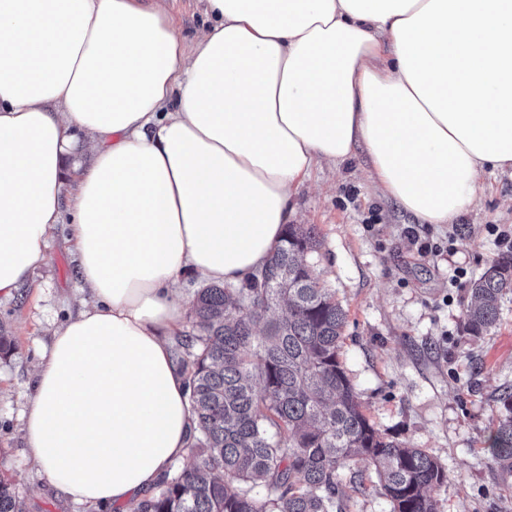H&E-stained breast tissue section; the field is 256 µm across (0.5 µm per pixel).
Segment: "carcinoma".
I'll use <instances>...</instances> for the list:
<instances>
[{"label":"carcinoma","mask_w":512,"mask_h":512,"mask_svg":"<svg viewBox=\"0 0 512 512\" xmlns=\"http://www.w3.org/2000/svg\"><path fill=\"white\" fill-rule=\"evenodd\" d=\"M315 225L288 224L265 266L241 285L208 284L178 339L196 423V463L164 477L133 512H343L340 474L372 467L391 512H437L445 482L421 448L387 440L367 417L340 361L346 312L314 276ZM512 293V253L474 279L463 333L486 334ZM488 451L512 474V392ZM0 512H23L0 478Z\"/></svg>","instance_id":"cac0c4a2"}]
</instances>
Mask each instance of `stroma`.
I'll return each instance as SVG.
<instances>
[{
    "label": "stroma",
    "mask_w": 512,
    "mask_h": 512,
    "mask_svg": "<svg viewBox=\"0 0 512 512\" xmlns=\"http://www.w3.org/2000/svg\"><path fill=\"white\" fill-rule=\"evenodd\" d=\"M370 158L316 166L292 196L295 221L315 225L320 245L309 261L347 314L341 361L365 412L390 439L425 449L445 469L434 491L438 512H512L505 476L485 440L512 387V293L488 334L462 335L473 279L502 249L492 224L512 225V171L485 175L466 211L421 234L451 241V253L423 258L404 230L419 224L367 178ZM66 226L52 233L45 260L12 298L0 323L14 348L0 356V476L10 479L24 512H94L60 496L30 456L22 412L55 331L81 307L78 260ZM345 512H390L373 471L341 472Z\"/></svg>",
    "instance_id": "1"
}]
</instances>
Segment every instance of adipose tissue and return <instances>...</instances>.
I'll return each instance as SVG.
<instances>
[{
	"label": "adipose tissue",
	"instance_id": "adipose-tissue-1",
	"mask_svg": "<svg viewBox=\"0 0 512 512\" xmlns=\"http://www.w3.org/2000/svg\"><path fill=\"white\" fill-rule=\"evenodd\" d=\"M0 0V296L66 224L91 303L54 333L27 446L72 501L125 512L194 433L168 338L185 274L238 284L321 163L443 225L512 170V0ZM390 43L394 61L382 63ZM94 147L64 197L76 134ZM168 11L180 36L187 42L195 40L203 25L197 0H167Z\"/></svg>",
	"mask_w": 512,
	"mask_h": 512
}]
</instances>
